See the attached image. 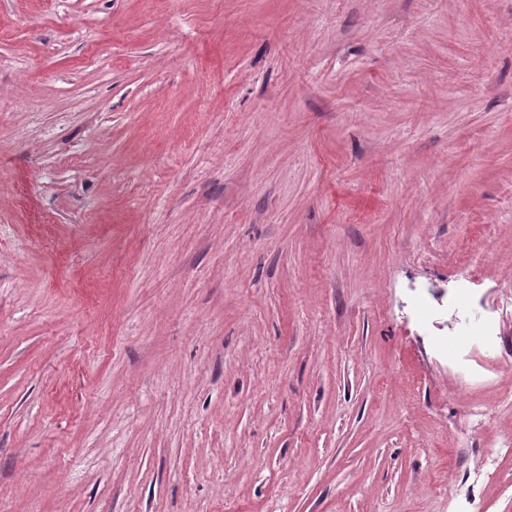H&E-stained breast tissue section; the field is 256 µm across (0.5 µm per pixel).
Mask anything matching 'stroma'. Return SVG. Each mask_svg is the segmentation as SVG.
I'll list each match as a JSON object with an SVG mask.
<instances>
[{
  "label": "stroma",
  "instance_id": "35a3bbf8",
  "mask_svg": "<svg viewBox=\"0 0 512 512\" xmlns=\"http://www.w3.org/2000/svg\"><path fill=\"white\" fill-rule=\"evenodd\" d=\"M512 0H0V512H512ZM474 320L479 324L478 333L472 334L470 331V333L466 335L470 337L466 338L455 347L453 355V363L455 367L460 373L467 376L474 374V370L470 368V362L474 360L473 357L475 352L479 351V346L474 342L472 336H481L480 343L483 347L490 346L495 337V327L491 319L481 315H476Z\"/></svg>",
  "mask_w": 512,
  "mask_h": 512
}]
</instances>
